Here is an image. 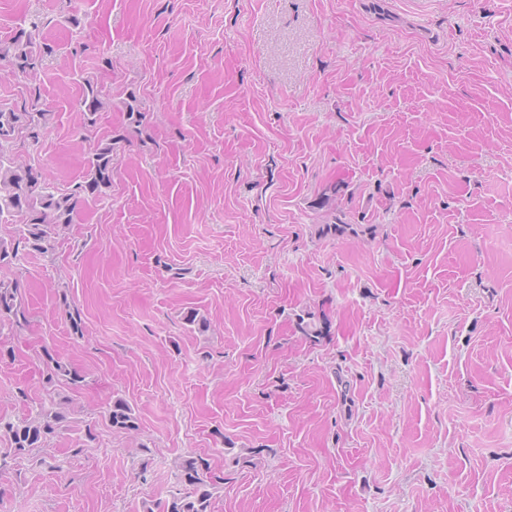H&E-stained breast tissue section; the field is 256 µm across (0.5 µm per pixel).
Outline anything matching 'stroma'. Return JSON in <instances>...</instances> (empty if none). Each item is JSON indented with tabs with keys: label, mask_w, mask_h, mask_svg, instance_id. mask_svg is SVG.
Returning a JSON list of instances; mask_svg holds the SVG:
<instances>
[{
	"label": "stroma",
	"mask_w": 512,
	"mask_h": 512,
	"mask_svg": "<svg viewBox=\"0 0 512 512\" xmlns=\"http://www.w3.org/2000/svg\"><path fill=\"white\" fill-rule=\"evenodd\" d=\"M34 15L17 160L69 190L110 140L113 171L0 267V416L67 413L0 512H160L190 454L212 512H512V0H0V41ZM86 93L82 99L81 105L85 107L84 116L87 126H93L96 122L95 115L103 107V102L100 99V91L98 90L94 81L90 78L85 79ZM20 318V319H19ZM27 321L17 280L0 278V327L5 321L20 324ZM108 420L113 429L137 430V418L130 405L123 398H115L107 410Z\"/></svg>",
	"instance_id": "1"
}]
</instances>
